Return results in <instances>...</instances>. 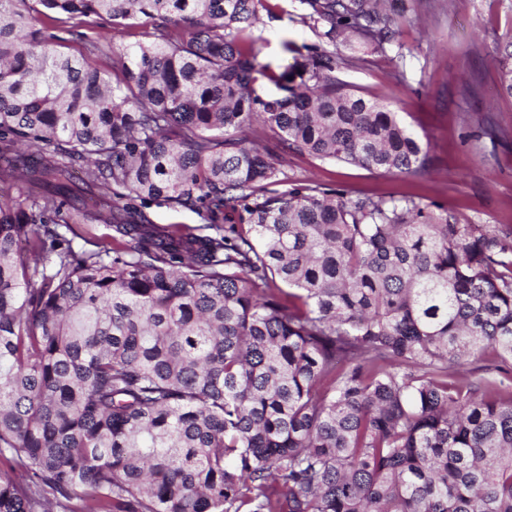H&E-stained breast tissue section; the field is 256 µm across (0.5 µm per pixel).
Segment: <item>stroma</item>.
I'll list each match as a JSON object with an SVG mask.
<instances>
[{"mask_svg":"<svg viewBox=\"0 0 512 512\" xmlns=\"http://www.w3.org/2000/svg\"><path fill=\"white\" fill-rule=\"evenodd\" d=\"M261 13L259 60L275 71L291 64L284 43L318 41L303 23L302 0H270ZM413 24L392 16L396 43L367 50L364 61L338 77L364 98L397 100L404 121L429 149L425 170L378 174L344 162L288 156L289 179L352 196L411 197L434 203L461 224L512 225V97L500 90L498 59L512 39L505 0H404ZM501 131L484 135L487 123Z\"/></svg>","mask_w":512,"mask_h":512,"instance_id":"stroma-1","label":"stroma"}]
</instances>
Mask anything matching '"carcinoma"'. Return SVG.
I'll return each mask as SVG.
<instances>
[{
	"label": "carcinoma",
	"mask_w": 512,
	"mask_h": 512,
	"mask_svg": "<svg viewBox=\"0 0 512 512\" xmlns=\"http://www.w3.org/2000/svg\"><path fill=\"white\" fill-rule=\"evenodd\" d=\"M305 2L276 74L269 0H0V512H512V228L288 180L428 159L336 76L395 41L386 0ZM141 16L79 58L35 25ZM93 220L118 247L57 230ZM273 6L272 13L262 12L257 24L256 34L263 38L259 61L279 72L293 62V53H286L282 43L287 41L298 47L303 53L305 46L319 41L315 31L302 22L301 17L307 13L302 0H269ZM150 19L142 17L132 26H118L112 28V45H130L143 39V34L153 31ZM146 215L152 220L154 224L166 227H191L197 228L195 233L198 234H212L213 230L206 227L207 222L197 212L183 209L172 208L166 204L151 203L144 209Z\"/></svg>",
	"instance_id": "obj_1"
}]
</instances>
